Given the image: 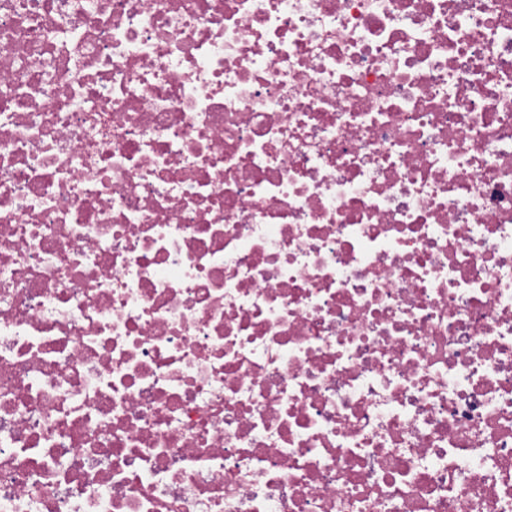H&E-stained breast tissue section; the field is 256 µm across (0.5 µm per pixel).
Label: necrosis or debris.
Returning <instances> with one entry per match:
<instances>
[{
	"label": "necrosis or debris",
	"mask_w": 512,
	"mask_h": 512,
	"mask_svg": "<svg viewBox=\"0 0 512 512\" xmlns=\"http://www.w3.org/2000/svg\"><path fill=\"white\" fill-rule=\"evenodd\" d=\"M0 512H512V0H0Z\"/></svg>",
	"instance_id": "1"
}]
</instances>
